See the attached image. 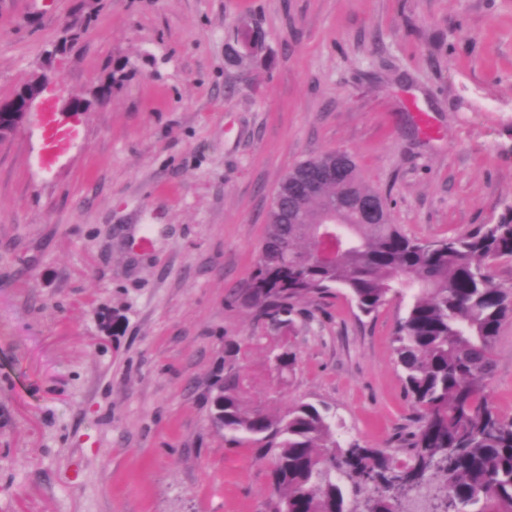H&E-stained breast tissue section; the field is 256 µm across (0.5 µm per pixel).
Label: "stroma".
<instances>
[{"label": "stroma", "instance_id": "stroma-1", "mask_svg": "<svg viewBox=\"0 0 512 512\" xmlns=\"http://www.w3.org/2000/svg\"><path fill=\"white\" fill-rule=\"evenodd\" d=\"M43 73L65 148L46 158L34 115L0 139V512H271L268 459L211 424L220 369L247 408L326 405L339 444L405 461L407 300L365 315L334 288L281 323L240 298L271 196L310 157L351 154L408 236L497 220L512 0H0V98ZM494 364L510 420V319Z\"/></svg>", "mask_w": 512, "mask_h": 512}]
</instances>
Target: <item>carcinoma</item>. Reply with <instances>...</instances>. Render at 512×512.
<instances>
[{
  "instance_id": "carcinoma-1",
  "label": "carcinoma",
  "mask_w": 512,
  "mask_h": 512,
  "mask_svg": "<svg viewBox=\"0 0 512 512\" xmlns=\"http://www.w3.org/2000/svg\"><path fill=\"white\" fill-rule=\"evenodd\" d=\"M381 193L356 163L348 177L326 182L308 196L299 223H267L260 258L242 300L259 317L288 313L292 300L332 288L348 291L370 314L389 295L409 296L398 326L395 354L405 388L422 411L408 461L331 441L333 417L311 403L270 415L248 409L234 375L219 377L210 397L215 429L251 437L272 456L274 512H402L388 495L397 478L423 485L439 476L455 512H512V420L487 405L493 348L512 317V291L493 282L489 262L512 258V205L493 224L438 240L410 238L385 216L359 220L353 206L328 238L309 235L323 212L343 200ZM325 257L311 260L314 249Z\"/></svg>"
}]
</instances>
